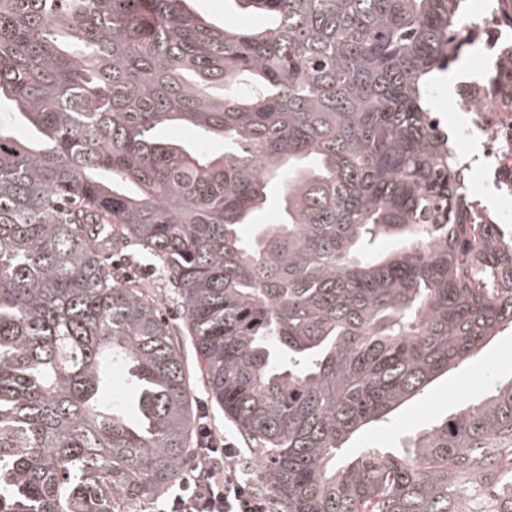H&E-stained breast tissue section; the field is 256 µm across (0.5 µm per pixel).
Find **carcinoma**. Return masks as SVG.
I'll return each instance as SVG.
<instances>
[{
	"label": "carcinoma",
	"mask_w": 512,
	"mask_h": 512,
	"mask_svg": "<svg viewBox=\"0 0 512 512\" xmlns=\"http://www.w3.org/2000/svg\"><path fill=\"white\" fill-rule=\"evenodd\" d=\"M233 2L265 25L188 0H0V512H130L182 476L191 378L146 289L106 268L118 242L165 267L277 512H512L461 484H498L512 378L402 453L337 463L512 328V235L463 223L428 124L464 0ZM274 180L281 223L257 224ZM115 364L127 406L106 397ZM225 0H195L190 2L189 8L208 22L224 25L228 22L234 26L252 28L261 23V20L252 14L244 13L233 2Z\"/></svg>",
	"instance_id": "cac0c4a2"
}]
</instances>
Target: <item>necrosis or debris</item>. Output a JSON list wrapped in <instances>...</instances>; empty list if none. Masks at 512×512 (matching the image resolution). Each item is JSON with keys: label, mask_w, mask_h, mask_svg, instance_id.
<instances>
[{"label": "necrosis or debris", "mask_w": 512, "mask_h": 512, "mask_svg": "<svg viewBox=\"0 0 512 512\" xmlns=\"http://www.w3.org/2000/svg\"><path fill=\"white\" fill-rule=\"evenodd\" d=\"M451 57L466 65L449 103L460 122H433L464 175L465 221L512 226V0H470Z\"/></svg>", "instance_id": "4bbe7bcc"}]
</instances>
